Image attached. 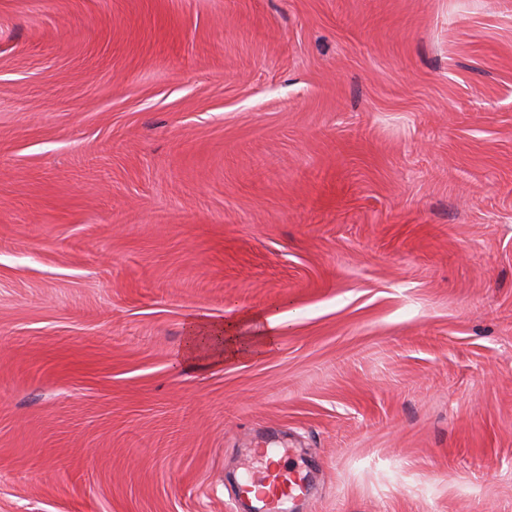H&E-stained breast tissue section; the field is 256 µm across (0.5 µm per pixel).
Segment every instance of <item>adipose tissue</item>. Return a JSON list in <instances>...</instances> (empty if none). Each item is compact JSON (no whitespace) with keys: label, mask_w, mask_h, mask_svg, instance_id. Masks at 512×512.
I'll use <instances>...</instances> for the list:
<instances>
[{"label":"adipose tissue","mask_w":512,"mask_h":512,"mask_svg":"<svg viewBox=\"0 0 512 512\" xmlns=\"http://www.w3.org/2000/svg\"><path fill=\"white\" fill-rule=\"evenodd\" d=\"M284 326L281 314L266 311L236 313L221 323L191 319L185 327L181 357L194 360L201 352L224 358H242L271 347Z\"/></svg>","instance_id":"obj_1"}]
</instances>
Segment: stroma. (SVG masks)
Wrapping results in <instances>:
<instances>
[{"label":"stroma","instance_id":"35a3bbf8","mask_svg":"<svg viewBox=\"0 0 512 512\" xmlns=\"http://www.w3.org/2000/svg\"><path fill=\"white\" fill-rule=\"evenodd\" d=\"M255 448L512 512V0H0V512H242ZM284 322L281 314L266 311L232 314L222 323L191 319L181 357L188 363L204 351L220 359L254 355L275 343Z\"/></svg>","mask_w":512,"mask_h":512}]
</instances>
